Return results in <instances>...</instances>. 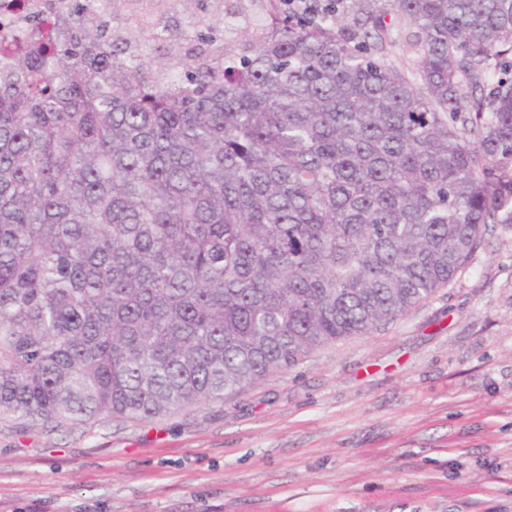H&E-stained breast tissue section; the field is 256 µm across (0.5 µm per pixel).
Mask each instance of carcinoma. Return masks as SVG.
I'll return each mask as SVG.
<instances>
[{"label":"carcinoma","instance_id":"carcinoma-1","mask_svg":"<svg viewBox=\"0 0 512 512\" xmlns=\"http://www.w3.org/2000/svg\"><path fill=\"white\" fill-rule=\"evenodd\" d=\"M400 36L418 85L386 59ZM16 42L0 420L240 394L512 224V0H55Z\"/></svg>","mask_w":512,"mask_h":512}]
</instances>
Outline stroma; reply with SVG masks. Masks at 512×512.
<instances>
[{
    "label": "stroma",
    "mask_w": 512,
    "mask_h": 512,
    "mask_svg": "<svg viewBox=\"0 0 512 512\" xmlns=\"http://www.w3.org/2000/svg\"><path fill=\"white\" fill-rule=\"evenodd\" d=\"M512 512V224L448 287L246 392L0 423V512Z\"/></svg>",
    "instance_id": "35a3bbf8"
}]
</instances>
